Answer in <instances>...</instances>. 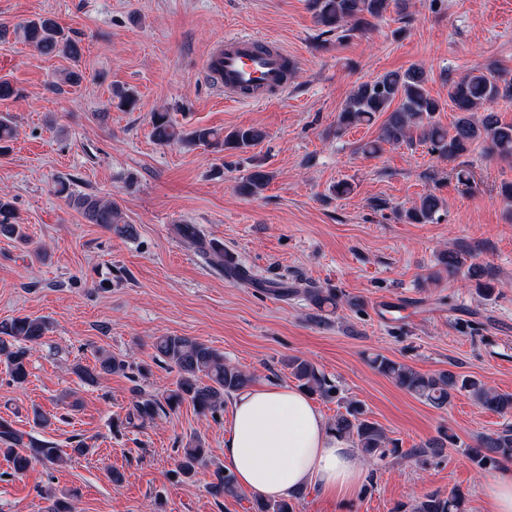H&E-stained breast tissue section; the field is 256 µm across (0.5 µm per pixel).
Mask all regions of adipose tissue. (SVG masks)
<instances>
[{
    "label": "adipose tissue",
    "instance_id": "1",
    "mask_svg": "<svg viewBox=\"0 0 512 512\" xmlns=\"http://www.w3.org/2000/svg\"><path fill=\"white\" fill-rule=\"evenodd\" d=\"M224 463L242 490L267 500L311 486L342 501L365 475L357 449L330 435L323 414L290 385L253 387L235 397Z\"/></svg>",
    "mask_w": 512,
    "mask_h": 512
}]
</instances>
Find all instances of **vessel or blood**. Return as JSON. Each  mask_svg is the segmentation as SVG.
Returning <instances> with one entry per match:
<instances>
[{
  "label": "vessel or blood",
  "instance_id": "1",
  "mask_svg": "<svg viewBox=\"0 0 512 512\" xmlns=\"http://www.w3.org/2000/svg\"><path fill=\"white\" fill-rule=\"evenodd\" d=\"M294 59L271 36L228 35L210 49L206 74L225 100L266 103L287 96Z\"/></svg>",
  "mask_w": 512,
  "mask_h": 512
}]
</instances>
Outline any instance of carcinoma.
Returning a JSON list of instances; mask_svg holds the SVG:
<instances>
[{"label": "carcinoma", "mask_w": 512, "mask_h": 512, "mask_svg": "<svg viewBox=\"0 0 512 512\" xmlns=\"http://www.w3.org/2000/svg\"><path fill=\"white\" fill-rule=\"evenodd\" d=\"M392 0H310L318 25L328 31L340 33L348 38L355 32H364L383 19ZM14 38L35 47L46 55L62 56L77 60L80 57L79 44L72 41L62 27L50 17L25 20L13 27ZM427 77L420 67H411L399 73H386L373 80L359 84L346 99L336 121V133L352 125L370 122L377 115L388 113L380 135L374 141L361 146V151L373 156L381 144H407L418 142L429 146L432 153L440 158L459 157L476 144H486V149L500 159L512 160V123H503L493 112L482 119L475 114L493 105L501 98L512 97V82L503 78L501 71L492 65L473 69L458 79H448V99L459 113L453 130H448L436 119L441 102L432 97L426 88ZM395 109H390L393 102ZM152 135L160 146L171 144L205 145L224 151L245 152L255 146L265 133L256 127L235 128L226 134L211 128H195L185 132L174 124L167 113L156 112L152 119ZM267 179L262 171H253L241 183L240 189L254 194ZM70 204L80 211L91 224H99L119 238H131L136 230L113 201L97 196L78 194L70 196ZM443 207L442 199L429 191L419 202L404 212L409 224H432L439 220ZM177 234L194 246L197 253L208 263L220 266L224 274L235 281L257 288H273L276 292L288 294V285L282 281H266L241 267L230 252L214 242L204 239L193 224L176 225ZM0 234L18 236L22 227L12 201L0 194ZM448 275H456L467 267V277L475 281L479 294L491 297L495 293L496 273L479 265H465L461 254L449 252L443 257ZM305 293L319 312L338 309L343 295L334 289L307 288ZM49 323L29 316L16 317L0 322V362L6 365L10 380L22 385L29 376V357L34 345L46 335ZM155 356L174 367L178 379L174 389L159 399L145 395L135 404L136 418L153 421L158 417L176 412L182 404H192L201 416H216L224 410V399L247 389L252 383L251 376L244 370L224 362V354L211 346L188 336L163 335L153 342ZM372 367L391 379L397 386L417 399L437 409H445L459 394H465L482 408L502 414H512V394L500 393L482 381L452 372L422 374L412 367L377 354L370 359ZM291 375L299 386L310 395L332 398L336 387L325 374L308 360L292 356L287 361ZM133 364L112 355L105 350L96 353L95 366L80 363L72 372L87 384L94 383L100 374L126 375ZM329 428L337 436L349 440L358 448L364 461L376 462L392 457L405 456L396 440L387 437L383 428L367 417L363 405L350 401L345 412L336 415ZM454 442V436L445 427L439 436L413 450L415 454L438 453L446 444ZM0 444L3 452L12 462L13 472L21 474L31 465L32 460L41 458L61 465L73 457L84 456L89 446L84 440L76 441L71 452L64 453L34 437L23 440L8 423H0ZM209 449L201 437L190 440L180 451L178 470L186 478L192 477L204 465ZM472 465L479 471H490L500 465L512 462V428L484 433L477 437L476 445L466 449ZM211 495L237 497L238 487L230 471H216L215 480L209 485ZM254 512H295V505L289 499L254 500ZM400 512H465V496L458 490L447 494L435 491L424 494L415 503L400 506Z\"/></svg>", "instance_id": "carcinoma-1"}]
</instances>
